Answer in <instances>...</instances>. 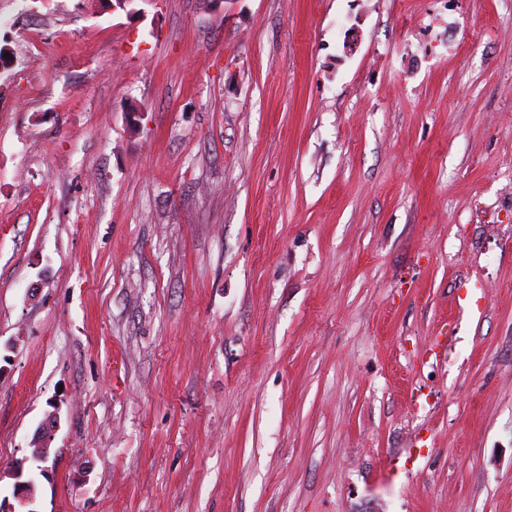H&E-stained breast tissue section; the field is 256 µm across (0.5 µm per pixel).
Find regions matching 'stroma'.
<instances>
[{
    "label": "stroma",
    "mask_w": 512,
    "mask_h": 512,
    "mask_svg": "<svg viewBox=\"0 0 512 512\" xmlns=\"http://www.w3.org/2000/svg\"><path fill=\"white\" fill-rule=\"evenodd\" d=\"M56 2L0 0V499L55 414L35 512H512V0Z\"/></svg>",
    "instance_id": "1"
}]
</instances>
